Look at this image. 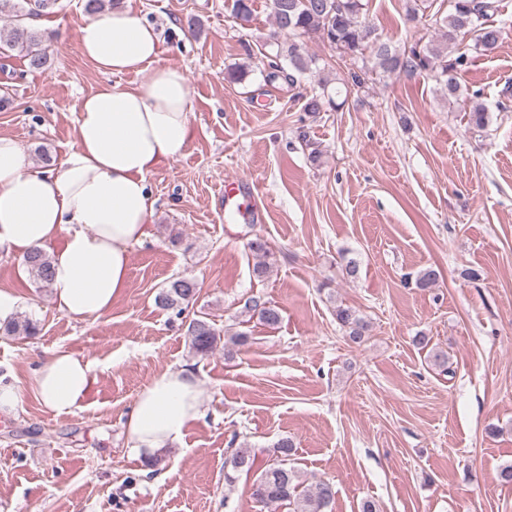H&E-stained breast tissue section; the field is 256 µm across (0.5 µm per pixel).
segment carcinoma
<instances>
[{
  "label": "carcinoma",
  "mask_w": 512,
  "mask_h": 512,
  "mask_svg": "<svg viewBox=\"0 0 512 512\" xmlns=\"http://www.w3.org/2000/svg\"><path fill=\"white\" fill-rule=\"evenodd\" d=\"M450 10L440 19L441 42L437 45L416 43L397 50L383 40L366 14L363 0H269V7L277 30L285 39L267 43V77L271 81L282 79L294 87L298 78L310 70L313 58L305 52V40L318 37L342 58L371 64L370 71L390 77L406 74L429 75L450 101H460L468 107V120L472 128L482 131L488 125L485 106L479 102L480 93L464 90L460 74L468 64L467 51L460 42L469 38L473 49L490 51L497 47L502 30L495 24L497 0H449ZM51 5L50 0H34L24 6L18 0H0V14L13 18V26L6 35L5 46L18 52L34 70L46 71L52 67L53 57L43 33L32 28L26 20ZM257 259L255 274L267 273L275 263V255L267 242L257 237L249 242ZM27 270L40 288L51 287V259L43 251H36L25 259ZM199 294V283L186 276L171 278L156 296V303L176 315L185 313ZM244 312L259 318L268 326L280 323L278 307L258 299L245 303ZM336 321L352 344L361 345L368 336L369 323L355 308L336 306ZM37 326L30 320L0 322L3 336H33ZM222 330L205 316L194 318L188 325L190 344L195 354L207 357L221 342ZM293 444L280 440L271 450L269 460L261 468L251 486V496L267 507L286 504L291 512H332L335 491L327 481L302 488L298 470L288 465ZM255 463L253 450L243 443L234 449L224 463L228 472L224 480L233 482L231 472L252 470Z\"/></svg>",
  "instance_id": "obj_1"
}]
</instances>
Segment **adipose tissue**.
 <instances>
[{
	"instance_id": "ef3b65f1",
	"label": "adipose tissue",
	"mask_w": 512,
	"mask_h": 512,
	"mask_svg": "<svg viewBox=\"0 0 512 512\" xmlns=\"http://www.w3.org/2000/svg\"><path fill=\"white\" fill-rule=\"evenodd\" d=\"M159 35L128 9L87 20L81 54L112 75L150 69L137 86L105 85L79 107L75 142L59 165L31 166L18 141L0 136V249L26 256L51 250L53 302L75 320L106 314L127 288L130 248L147 235L154 201L149 177L188 144L190 91L182 71L158 62ZM92 365L54 350L33 374L40 401L57 413L81 408ZM203 413L198 383L180 370L155 375L126 421L132 450L170 447Z\"/></svg>"
}]
</instances>
